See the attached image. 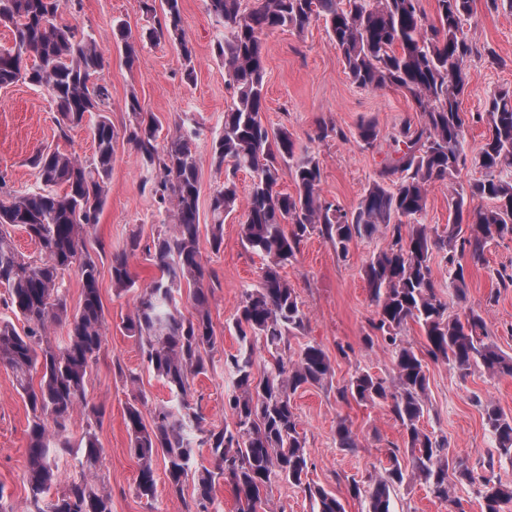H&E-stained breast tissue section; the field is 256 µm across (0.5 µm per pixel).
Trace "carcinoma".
Returning a JSON list of instances; mask_svg holds the SVG:
<instances>
[{
  "label": "carcinoma",
  "mask_w": 512,
  "mask_h": 512,
  "mask_svg": "<svg viewBox=\"0 0 512 512\" xmlns=\"http://www.w3.org/2000/svg\"><path fill=\"white\" fill-rule=\"evenodd\" d=\"M153 18L149 37L171 41L192 74L193 48L184 37L181 0H142ZM473 0H436L437 22L427 23L422 0H208V11L224 27L217 56L233 88V105L224 112V127L211 146L215 167L224 182L211 197V245L220 250L225 216L238 200L236 176L245 171L251 185L241 228L242 243L263 256L258 285L245 289L233 325L238 347L224 356L233 380L227 396L231 422L216 429L206 424L201 407L188 399L190 382L207 372L206 356L215 347L204 283L213 271L203 263L199 237V163L196 131H184L166 144L158 142V126L136 94L127 100L132 115L125 129L143 166L160 167L161 175L145 181L175 223L160 231L152 244L141 245L134 234L125 248L112 254V283L119 291L137 287L129 259L140 248L153 254L160 276L145 287L123 322L136 338L143 361L178 397L160 404L145 422L144 395L128 404L125 423L139 463L136 491L141 498L156 493L154 459L163 455L173 496L183 498L192 480L185 512H212L216 483L224 481L236 512H266L267 491L278 479L303 490L312 512H345L342 501L308 481L305 437L291 395L306 385H320L332 373L327 353L306 345L297 359L286 356L290 338L304 331L306 314L299 296L280 268L301 244L318 232L342 255L355 238H371L385 229L388 241L364 267V279L376 319L370 327L387 346L396 376L388 382L357 368L336 387L342 402L386 404L404 430L412 468L430 495L461 512L451 498L456 484L478 485L482 512H503L512 502V485L479 475L465 457H448V439L426 432L427 361L445 362L463 374L482 369L493 377H512V355L492 341L484 317L475 312L449 313L448 300L436 289L430 261L442 254L448 265V295L466 297L461 258L478 265L489 243L512 240V91L500 90L487 102L488 130L473 163L480 178L463 184L458 175L467 163L465 121L459 109L465 90L464 62L473 52L463 32ZM66 0H0V24L10 28L12 44L0 48V88L18 82L43 87L56 106L59 136L97 114L92 128L94 152L81 160L59 149H39L30 157L41 187L14 193L0 185V306L12 316L0 318V365L9 367L16 390L27 407V442L23 478L28 512H112L111 494L97 483L101 459L96 429L106 413L87 397L90 373L106 340L99 270L86 243L99 222L107 199L117 133L107 116L110 93L100 83L106 58L89 33L59 22ZM321 20L340 51L344 72L363 89L396 87L411 98L417 120L406 123L394 138L398 158L385 166L358 206L344 211L319 193V160L297 145L286 130H271L262 121L264 53L261 35L282 27L303 32ZM125 46L128 65L136 49L122 25L112 30ZM288 169L294 192L279 190ZM452 190L453 221L439 234L420 222L431 184ZM489 206H473L476 200ZM469 234L462 235V225ZM23 230L38 247L26 260L15 249L10 230ZM76 270L82 304L68 310L63 275ZM187 283L194 312L179 309L176 294ZM23 322L17 329L14 320ZM68 324L62 342L52 344V323ZM420 326L424 344L416 350L403 336L409 323ZM268 353L263 375L255 376V350ZM41 372L38 385L30 373ZM482 424L494 439L499 456L512 460V417L491 401L478 402ZM87 427L78 444L71 441L74 414ZM336 445L358 447L350 424L336 425ZM208 447L209 468L195 463V449ZM79 475L54 494L59 462L74 451ZM400 449L388 456L384 474L361 483L351 479L348 492L366 497L369 512H391V492L405 479Z\"/></svg>",
  "instance_id": "carcinoma-1"
}]
</instances>
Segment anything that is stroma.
Returning a JSON list of instances; mask_svg holds the SVG:
<instances>
[{
    "label": "stroma",
    "mask_w": 512,
    "mask_h": 512,
    "mask_svg": "<svg viewBox=\"0 0 512 512\" xmlns=\"http://www.w3.org/2000/svg\"><path fill=\"white\" fill-rule=\"evenodd\" d=\"M141 5L142 0H68L61 14L62 22L92 33L108 59L103 80L111 92L109 116L118 134L106 205L87 243L100 271L106 327L105 354L89 380L88 397L106 408L104 423L96 433L102 449L100 477L112 495V512H183L182 502L168 488L162 458L154 460L155 499L137 496L139 463L125 426V408L135 395H145L147 404L142 412L146 415L152 406L171 399L168 389L144 365L136 339L122 329L137 303V290L117 291L110 273L112 252L122 249L130 236L139 235L142 243H149L170 221L143 187L144 181L153 178V171L142 166L124 135L131 120L126 110L130 94H137L145 111L154 115L161 139L176 136L185 124L199 132V249L216 274L208 284L216 344L209 354L208 371L195 378L191 395L201 404L208 424L214 426L231 420L225 401L232 380L224 368V356L237 347L233 319L243 291L259 281L262 260L241 241L243 210L239 207L224 219L220 251H213L210 245V198L224 181L223 172L211 163L210 146L233 101V89L215 53V43L224 29L209 14L207 0H182L183 29L194 52L193 75H186L182 57L166 40L138 43L136 61L130 65L123 45L112 36V27L122 23L132 34H140L151 24ZM463 31L473 53L463 66L466 91L460 112L468 151L473 154L487 133L483 114L489 95L512 90V5L507 0H473ZM262 41L264 123L287 130L318 158L322 198L353 210L394 156L392 138L413 114L409 95L395 88L369 90L353 84L323 21L313 22L301 33L290 28L272 30ZM54 116V105L44 89L22 82L0 89V176L12 191L25 193L39 187L37 173L28 163L36 149L57 148L83 160L92 156L91 121H84L62 138ZM367 122L375 123L379 130L370 148L358 136L360 125ZM321 124L328 127L329 134L319 140L315 134ZM384 243L381 233L370 239L356 238L342 256L329 240L315 233L281 270L307 316L305 331L291 340L292 353H299L306 343L319 344L334 369L322 385L303 387L292 398L311 463L308 479L341 498L346 512H367L368 507L365 499L349 495L348 479L382 474L389 450L404 445L402 428L388 406L344 403L336 398L337 386L356 368L385 379L394 375L384 343L365 340L376 308L369 298L363 268ZM462 264L466 300L451 302V312H479L494 342L512 355V286L503 287L499 278L501 272L512 273V240L490 243L483 264H473L467 258ZM341 344L348 346V355L338 353ZM131 371L138 374V385L127 383L125 375ZM427 376L428 413L423 428L447 436L449 454L466 456L471 467L481 468L496 448L483 427L478 403L493 401L512 416V378L493 377L479 369L463 375L441 361L429 363ZM342 418L350 422L357 438L358 446L351 452L336 446V424ZM26 426V408L15 389L14 375L0 365V486L14 512H26L27 508L23 480ZM392 509L449 512L446 504L430 496L411 475L393 492Z\"/></svg>",
    "instance_id": "35a3bbf8"
}]
</instances>
